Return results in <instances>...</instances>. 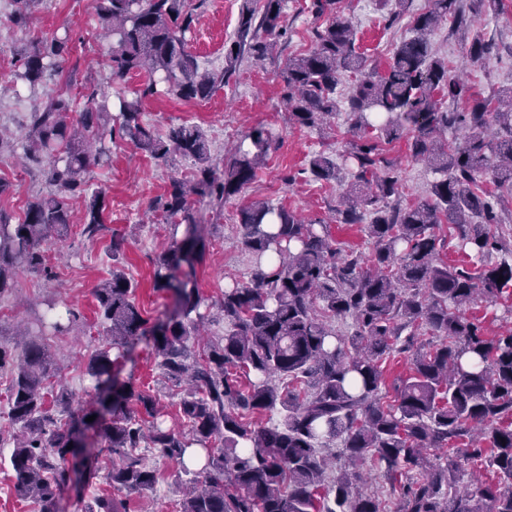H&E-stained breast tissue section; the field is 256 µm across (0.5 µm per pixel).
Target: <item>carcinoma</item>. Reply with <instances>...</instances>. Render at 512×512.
Returning a JSON list of instances; mask_svg holds the SVG:
<instances>
[{
    "label": "carcinoma",
    "mask_w": 512,
    "mask_h": 512,
    "mask_svg": "<svg viewBox=\"0 0 512 512\" xmlns=\"http://www.w3.org/2000/svg\"><path fill=\"white\" fill-rule=\"evenodd\" d=\"M96 2L98 21L111 38L112 78L144 73L146 80L133 97H119L111 120L106 104L93 95L79 110L73 98L57 94L30 114L26 157L42 167L53 191L29 203L15 224L0 209V295L14 287L19 272L44 270L47 246L67 234L70 200L86 202L84 236L95 239L108 231L107 191L90 190L85 174L109 160L115 136L157 161L172 154L193 159L195 181L171 179L153 203L174 227L185 225L183 238L173 240L153 269V290L172 294L173 315L160 326L149 325L135 303L136 283L112 268V277L94 288L109 340L87 363L100 401L124 348L152 336L163 374L189 382L179 401L183 429L166 426L155 396L132 386L112 392L110 419L87 422L94 410L77 413L67 391L47 389L51 355L36 340L71 330L76 315L67 311L65 324L42 318L19 360L0 347V370L12 372L9 428L0 441L6 436L13 443L17 494L38 502L41 512H59L57 501L71 473H80L86 487L95 483L100 467L79 459V425L86 424L118 491L141 496L158 482L159 469L136 453L142 444L195 474L180 512H385L379 495L356 484L360 474L354 468L367 459L388 481L401 483L404 512H512V329L489 336L463 312L512 286V262H484L505 250L491 226L501 223L499 210L512 198V95L506 104L496 96L472 97L468 86L448 75V58L430 40L440 22H474L499 12L503 0H432L429 11L413 18L410 36L394 48L382 74L358 51L355 27L338 0H312V13L325 21L314 30L310 50L288 59L279 73L284 99L301 127L317 126L347 107L354 140L342 162L315 153L308 172L312 181L330 183L347 171L339 223L364 225L374 252L367 260L346 253L327 225L282 206L261 200L245 205L241 244L255 260L251 279L224 289L219 308L227 330L203 361L192 363L190 343L205 323L203 298L194 279L180 278L178 271L205 256L195 204L219 207L239 194L257 178L272 141L255 128L248 134L252 149L236 147L219 167L198 126L171 123L158 130L143 121L142 104L160 94L161 81L178 99L205 100L244 55L260 60L272 53L287 35L285 0H244L224 69L204 73L187 46L194 21L188 0ZM468 53L483 61L496 47L477 36ZM69 54L67 37L35 39L17 58L16 78L30 87L42 84ZM450 129L463 130V138L442 141ZM409 132L411 156L440 178L430 198L404 204L399 170L381 145ZM443 222L477 259L473 267L436 262L440 239L434 229ZM345 318L353 321L349 336L331 324ZM424 326L441 341L416 351ZM410 351L413 374L385 404L383 363ZM277 408L283 414L272 427L246 420ZM503 421L507 425L484 429ZM218 442L224 444L219 450ZM452 442L465 445L468 458L496 479L478 483L472 493L460 491L455 457L448 454L437 465L426 457L428 449ZM330 468L336 475L329 479ZM85 512L129 510L102 492Z\"/></svg>",
    "instance_id": "carcinoma-1"
}]
</instances>
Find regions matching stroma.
<instances>
[{
	"label": "stroma",
	"mask_w": 512,
	"mask_h": 512,
	"mask_svg": "<svg viewBox=\"0 0 512 512\" xmlns=\"http://www.w3.org/2000/svg\"><path fill=\"white\" fill-rule=\"evenodd\" d=\"M310 0H287L284 8L288 37L279 41L273 54L262 61L243 58L227 85L202 101H182L160 94L143 103L144 120L162 129L168 123L187 122L204 132L214 162L244 142L257 127L268 130L277 147L262 163L255 181L228 199L223 209L201 206L208 248L203 261L195 266V280L205 303V331L191 345L192 357L224 333L218 300L225 286L250 279L251 256L240 244L238 212L249 202L263 200L282 206L304 220H321L329 227L338 247L353 249L370 257L374 244L359 224H341L336 209L346 183L322 185L310 181L306 167L312 153L343 154L353 138L347 112L327 117L323 125L301 127L289 118L278 74L288 58L306 52L311 46L316 22L308 9ZM499 14L476 22L471 30H457L440 24L432 43L450 61L452 72L471 84L474 90L492 93L512 87V0H503ZM242 0H205L195 11V21L187 32L189 50L197 56L202 70L217 72L224 66V47L234 38ZM341 6L357 30V44L370 57L377 70H384L395 45L408 33L406 24L387 27V11L378 10L375 0H342ZM12 0H0V131L8 138L0 145V181L7 190L0 194V208L22 215L26 204L45 195L49 186L36 168H24L25 128L30 112L40 106L46 91L64 93L86 102L88 94L106 102L110 113H117L120 94H131L143 78L127 76L115 81L107 67L108 42L92 6V0H40L25 26L12 23ZM69 33L72 53L47 88L32 90L15 82L14 62L31 39L43 33ZM500 47L501 53L488 61H471L467 56L473 36ZM386 155L399 168L402 191L409 201L424 197L436 175L424 162L409 153L406 140L388 144ZM196 170L192 159L173 156L168 164H157L126 141L113 144L109 162L89 168L91 187L107 190L109 228L125 233L127 243L121 265L138 287L135 298L147 316L156 318L174 307L172 298L154 292L151 284L153 261L169 249L172 230L160 213L150 211L151 201L161 196L169 181L190 178ZM71 224L64 240L53 243L50 263L54 278L21 271L16 286L0 295V347L19 354L15 337L18 324H35L45 314L48 302L57 312L78 314L73 331L45 336L44 342L55 364V377L73 395L74 408H81L93 393L86 373L88 354L103 345L105 325L97 314L94 288L106 279L113 260L103 238L88 239L82 234V200L70 204ZM122 380L136 389L149 391L164 407V421L178 422L180 390L162 375L149 338L133 341L122 371ZM147 463L157 464L164 479L144 496H131L130 512H178L190 479L178 464L159 462L146 453Z\"/></svg>",
	"instance_id": "stroma-1"
}]
</instances>
